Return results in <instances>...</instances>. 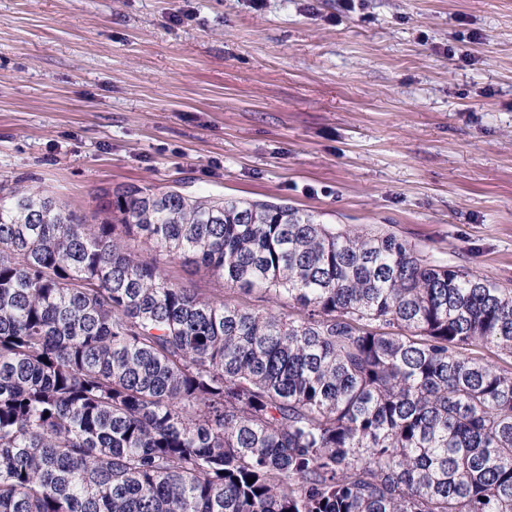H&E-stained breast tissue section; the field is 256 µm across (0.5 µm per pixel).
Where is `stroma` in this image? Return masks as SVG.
Masks as SVG:
<instances>
[{
	"label": "stroma",
	"instance_id": "stroma-1",
	"mask_svg": "<svg viewBox=\"0 0 512 512\" xmlns=\"http://www.w3.org/2000/svg\"><path fill=\"white\" fill-rule=\"evenodd\" d=\"M18 181L284 201L512 288V0H0Z\"/></svg>",
	"mask_w": 512,
	"mask_h": 512
}]
</instances>
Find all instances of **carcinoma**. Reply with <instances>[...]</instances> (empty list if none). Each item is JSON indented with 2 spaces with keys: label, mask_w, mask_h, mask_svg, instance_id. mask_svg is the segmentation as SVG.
<instances>
[{
  "label": "carcinoma",
  "mask_w": 512,
  "mask_h": 512,
  "mask_svg": "<svg viewBox=\"0 0 512 512\" xmlns=\"http://www.w3.org/2000/svg\"><path fill=\"white\" fill-rule=\"evenodd\" d=\"M98 198L0 186V512H512V288L285 202Z\"/></svg>",
  "instance_id": "obj_1"
}]
</instances>
